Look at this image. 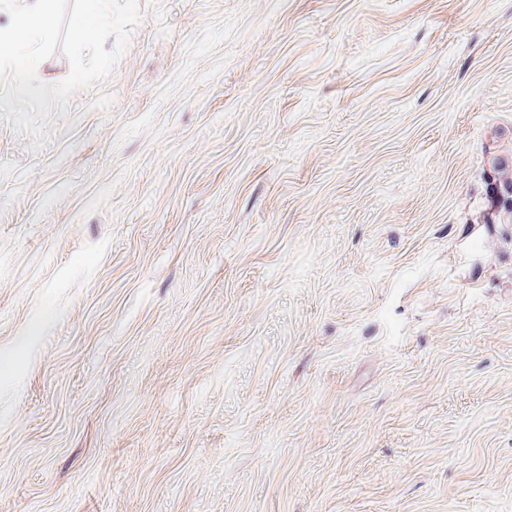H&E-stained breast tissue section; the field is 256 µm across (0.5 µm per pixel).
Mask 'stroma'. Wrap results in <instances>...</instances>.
I'll use <instances>...</instances> for the list:
<instances>
[{
	"instance_id": "1",
	"label": "stroma",
	"mask_w": 512,
	"mask_h": 512,
	"mask_svg": "<svg viewBox=\"0 0 512 512\" xmlns=\"http://www.w3.org/2000/svg\"><path fill=\"white\" fill-rule=\"evenodd\" d=\"M0 118V512H512V0H138Z\"/></svg>"
}]
</instances>
